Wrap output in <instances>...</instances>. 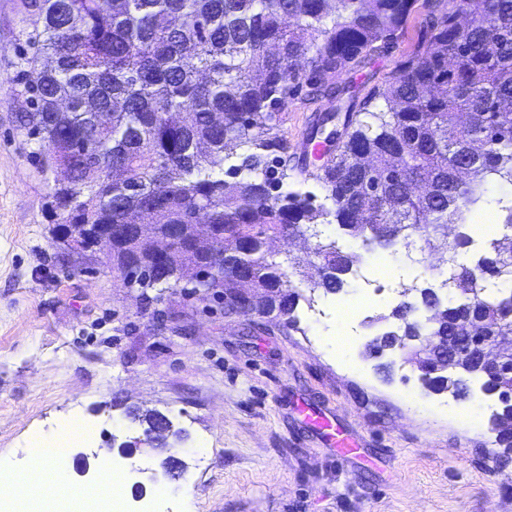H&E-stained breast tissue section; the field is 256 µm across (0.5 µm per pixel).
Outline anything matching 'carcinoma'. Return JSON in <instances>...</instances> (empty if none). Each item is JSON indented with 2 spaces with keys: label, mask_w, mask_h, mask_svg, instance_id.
<instances>
[{
  "label": "carcinoma",
  "mask_w": 512,
  "mask_h": 512,
  "mask_svg": "<svg viewBox=\"0 0 512 512\" xmlns=\"http://www.w3.org/2000/svg\"><path fill=\"white\" fill-rule=\"evenodd\" d=\"M29 26L7 79L26 96L19 116L27 137L41 142L39 173L56 168L52 216L58 240L106 251L112 270L141 288L191 287L224 297V312L247 294L262 312L295 322L299 301L336 293L343 273L375 246L401 242L420 253L441 251L450 277L467 274L464 290L430 300L426 321L405 309L392 337L371 342L427 370L436 392L461 396L476 362L460 355L447 365L407 341L446 336L476 316L482 329L512 336V205L502 207L495 241L483 263L459 262L470 233L448 241L445 228L467 223L487 184L512 187V0H423L425 39L385 85L345 113V141L317 179L333 208L296 192L269 197L280 183L274 113L308 87V95L342 101L337 78L403 32L417 0H21ZM390 103L375 111V97ZM365 115L360 119L359 115ZM245 147L232 179L216 159ZM154 216L152 233L101 242L112 224ZM223 229L222 276L202 274L211 255L196 243L199 213ZM340 238L321 237L322 218ZM317 239L318 277L299 272L295 285L270 258L273 237ZM483 385L512 393V347L482 365Z\"/></svg>",
  "instance_id": "cac0c4a2"
}]
</instances>
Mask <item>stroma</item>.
I'll return each instance as SVG.
<instances>
[{
	"instance_id": "stroma-1",
	"label": "stroma",
	"mask_w": 512,
	"mask_h": 512,
	"mask_svg": "<svg viewBox=\"0 0 512 512\" xmlns=\"http://www.w3.org/2000/svg\"><path fill=\"white\" fill-rule=\"evenodd\" d=\"M416 8L392 48L345 73L359 96L385 84L423 38ZM20 0H0V77L14 74ZM327 100L296 97L274 123L290 146L287 191L325 192L303 167ZM23 96L0 89V468L28 479L32 435L49 436L69 414L93 429L72 448L65 482L34 483L45 503L67 494L143 484L157 512H512V459L495 458L496 396L470 380L466 398L422 385L393 353L366 356L367 317L387 314L391 289L366 291L354 275L337 293L300 302L296 328L258 314L225 315L223 299L181 289L128 288L101 252L57 242L47 207L53 180L31 162L37 140L20 130ZM334 413L363 436L358 457L334 449L299 413ZM166 415L183 439L185 469L162 475L157 449L121 455L139 437L133 412Z\"/></svg>"
}]
</instances>
